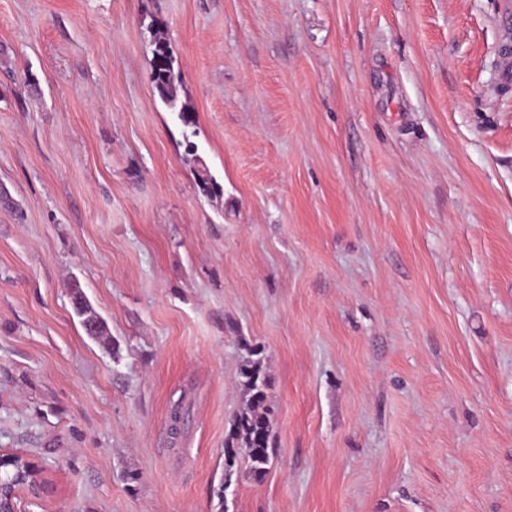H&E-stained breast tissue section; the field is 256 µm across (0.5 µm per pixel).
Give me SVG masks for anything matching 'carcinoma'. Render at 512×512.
<instances>
[{
  "instance_id": "cac0c4a2",
  "label": "carcinoma",
  "mask_w": 512,
  "mask_h": 512,
  "mask_svg": "<svg viewBox=\"0 0 512 512\" xmlns=\"http://www.w3.org/2000/svg\"><path fill=\"white\" fill-rule=\"evenodd\" d=\"M151 59V81L161 102L185 127L196 125L192 112L178 105L177 91L181 85L180 71L175 69V58L165 39L153 37ZM201 193L212 199L223 195V187L209 173L197 177ZM76 315L81 318L82 327L95 322L98 331H105L103 320L93 311L86 297L74 304ZM251 358L244 361L238 373V385L249 396L250 406L234 415L231 428L224 441V465L232 472L239 460H244L252 475L260 479L267 472L269 464V438L271 420L267 409H259L267 399L269 382L262 370V363L256 359L258 352H250Z\"/></svg>"
}]
</instances>
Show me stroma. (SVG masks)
Returning <instances> with one entry per match:
<instances>
[{"instance_id":"1","label":"stroma","mask_w":512,"mask_h":512,"mask_svg":"<svg viewBox=\"0 0 512 512\" xmlns=\"http://www.w3.org/2000/svg\"><path fill=\"white\" fill-rule=\"evenodd\" d=\"M510 34L512 0H0L20 512H512ZM250 346L259 481L224 468ZM151 81L161 100L170 112L177 114L184 127L195 126L192 112L178 106L177 91L181 85L180 71L175 70V58L164 38L154 35L152 41ZM15 464L20 467L22 474L29 473L33 477V483L36 484L37 488L30 487V481L27 484H20L15 487L13 493L10 495L9 501H5L2 504V492L0 490V511L1 512H18V508L15 506L14 498L20 499L21 494H27L31 498L38 499L41 494L45 491L46 482L42 480V474L44 469L38 464L32 462L29 458L16 453L0 448V469L2 465Z\"/></svg>"}]
</instances>
